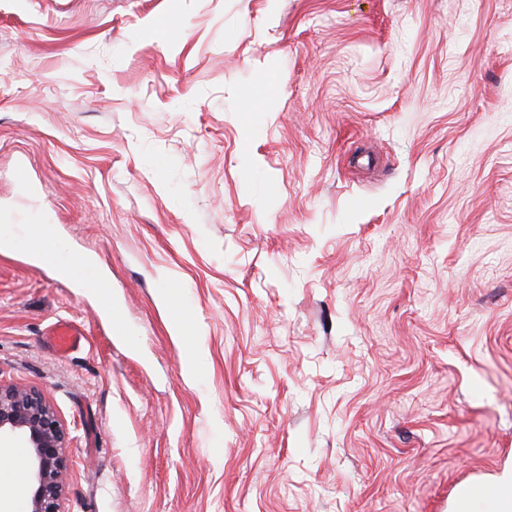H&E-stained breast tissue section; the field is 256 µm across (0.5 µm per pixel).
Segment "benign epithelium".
I'll return each instance as SVG.
<instances>
[{
  "instance_id": "obj_1",
  "label": "benign epithelium",
  "mask_w": 512,
  "mask_h": 512,
  "mask_svg": "<svg viewBox=\"0 0 512 512\" xmlns=\"http://www.w3.org/2000/svg\"><path fill=\"white\" fill-rule=\"evenodd\" d=\"M67 432L34 388L0 382V460L12 448L30 458L28 512H62Z\"/></svg>"
}]
</instances>
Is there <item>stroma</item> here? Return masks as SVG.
I'll return each instance as SVG.
<instances>
[{"label":"stroma","mask_w":512,"mask_h":512,"mask_svg":"<svg viewBox=\"0 0 512 512\" xmlns=\"http://www.w3.org/2000/svg\"><path fill=\"white\" fill-rule=\"evenodd\" d=\"M2 224L48 229L0 252V381L68 432L63 512L512 476V0H0ZM54 349L65 356L86 341V336L79 325L72 321L60 320L48 332Z\"/></svg>","instance_id":"stroma-1"}]
</instances>
